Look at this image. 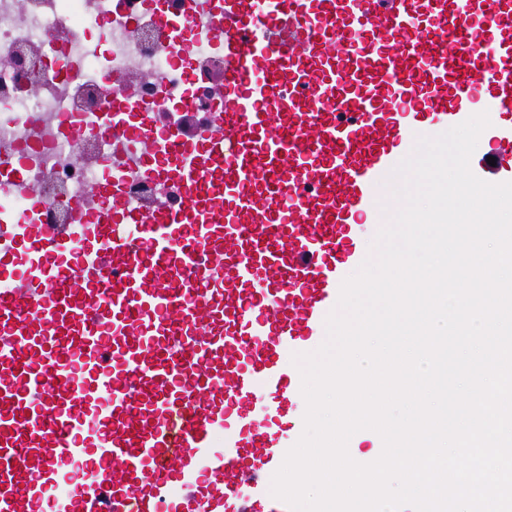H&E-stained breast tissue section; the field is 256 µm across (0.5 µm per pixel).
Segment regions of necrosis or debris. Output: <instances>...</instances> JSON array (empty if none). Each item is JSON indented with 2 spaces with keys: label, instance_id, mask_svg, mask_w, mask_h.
I'll return each instance as SVG.
<instances>
[{
  "label": "necrosis or debris",
  "instance_id": "4bbe7bcc",
  "mask_svg": "<svg viewBox=\"0 0 512 512\" xmlns=\"http://www.w3.org/2000/svg\"><path fill=\"white\" fill-rule=\"evenodd\" d=\"M223 24L218 0H0V159L21 156L27 181L0 182V223L110 221L90 188L113 166L131 206H184L105 114L122 104L193 139L224 109Z\"/></svg>",
  "mask_w": 512,
  "mask_h": 512
}]
</instances>
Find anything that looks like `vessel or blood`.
<instances>
[{
    "label": "vessel or blood",
    "mask_w": 512,
    "mask_h": 512,
    "mask_svg": "<svg viewBox=\"0 0 512 512\" xmlns=\"http://www.w3.org/2000/svg\"><path fill=\"white\" fill-rule=\"evenodd\" d=\"M220 5L223 113L140 153L185 207H132L114 167L111 223L0 224V512H289L270 484L303 431L292 356L323 343L379 187L481 109L471 170L512 181V0Z\"/></svg>",
    "instance_id": "1"
}]
</instances>
